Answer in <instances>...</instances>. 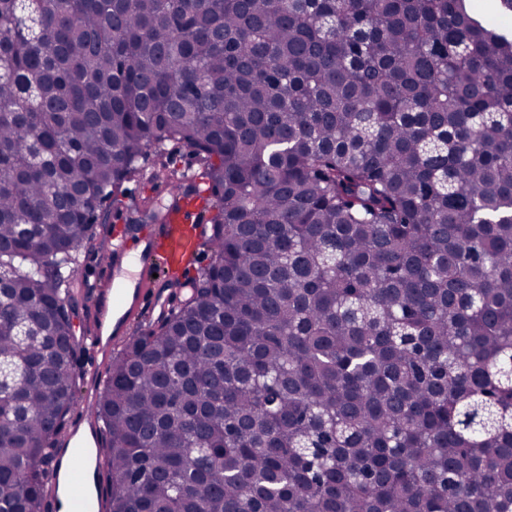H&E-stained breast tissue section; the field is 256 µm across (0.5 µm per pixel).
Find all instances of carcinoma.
Instances as JSON below:
<instances>
[{"mask_svg": "<svg viewBox=\"0 0 512 512\" xmlns=\"http://www.w3.org/2000/svg\"><path fill=\"white\" fill-rule=\"evenodd\" d=\"M0 47V512H49L79 254L188 178L172 142L211 258L112 354L105 512H512V39L465 0H0ZM131 190L129 199L126 202L133 207L142 197H152L156 202H167V187L164 185L153 186L151 184L130 183L127 185Z\"/></svg>", "mask_w": 512, "mask_h": 512, "instance_id": "carcinoma-1", "label": "carcinoma"}]
</instances>
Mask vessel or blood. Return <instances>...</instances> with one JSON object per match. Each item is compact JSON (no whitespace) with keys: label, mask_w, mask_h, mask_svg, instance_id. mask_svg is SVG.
I'll return each instance as SVG.
<instances>
[{"label":"vessel or blood","mask_w":512,"mask_h":512,"mask_svg":"<svg viewBox=\"0 0 512 512\" xmlns=\"http://www.w3.org/2000/svg\"><path fill=\"white\" fill-rule=\"evenodd\" d=\"M202 227L183 223L181 215H170L168 223L156 225L153 232L129 244L124 235H116L109 262L100 267L93 284L94 328L89 339L90 358L82 370L84 378L96 381L105 362L109 344L106 332L120 334L134 314L163 306L172 283L171 272H179L198 262ZM100 448L95 422L79 418L59 441L51 472V486L66 484L61 498L63 512H88L86 489L94 484L97 465L76 469L74 459L81 444Z\"/></svg>","instance_id":"b4317fda"}]
</instances>
